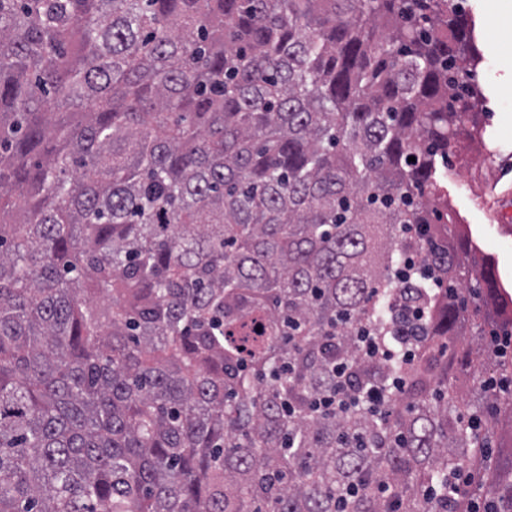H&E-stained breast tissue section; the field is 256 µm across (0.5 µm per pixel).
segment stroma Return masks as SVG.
Segmentation results:
<instances>
[{"label":"stroma","mask_w":512,"mask_h":512,"mask_svg":"<svg viewBox=\"0 0 512 512\" xmlns=\"http://www.w3.org/2000/svg\"><path fill=\"white\" fill-rule=\"evenodd\" d=\"M474 22L481 62L474 75L483 134L460 144L461 160L449 163L440 182L465 238L470 267L491 260L512 292V261L489 248L493 238L512 240L498 218L499 201L512 190V0H462Z\"/></svg>","instance_id":"1"}]
</instances>
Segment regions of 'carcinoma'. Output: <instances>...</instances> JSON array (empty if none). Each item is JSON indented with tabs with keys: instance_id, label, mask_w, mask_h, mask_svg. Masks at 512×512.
<instances>
[{
	"instance_id": "carcinoma-1",
	"label": "carcinoma",
	"mask_w": 512,
	"mask_h": 512,
	"mask_svg": "<svg viewBox=\"0 0 512 512\" xmlns=\"http://www.w3.org/2000/svg\"><path fill=\"white\" fill-rule=\"evenodd\" d=\"M478 60L458 0H0V512H512V296L436 179ZM359 331L407 387L322 408L396 372ZM363 352L369 356L378 357L386 362H392L394 359H399L402 365H407L415 358L414 346L404 340V336H393V339L399 343L398 347L382 346L376 336H358ZM406 383L405 377L400 371L392 378L389 385L382 387L371 386L365 393L362 392L361 394L353 395L349 393L351 386L347 372L340 368L336 371V384L338 388L336 399L329 407L335 404L336 408H339L341 403L346 401L349 405H354V407L364 405L368 409L381 412L387 404L391 393L403 390Z\"/></svg>"
}]
</instances>
